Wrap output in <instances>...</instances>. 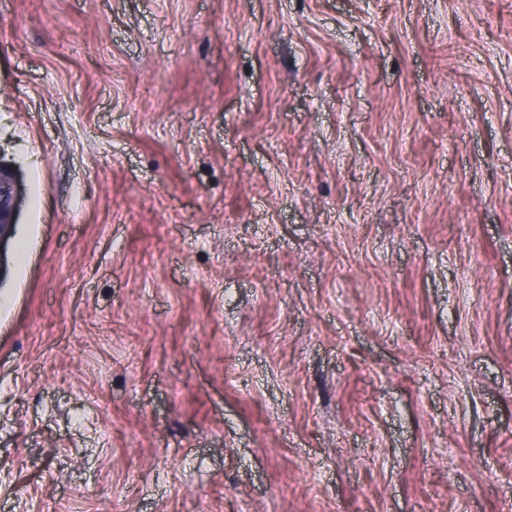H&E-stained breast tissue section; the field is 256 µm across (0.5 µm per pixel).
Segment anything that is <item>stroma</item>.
Wrapping results in <instances>:
<instances>
[{
  "label": "stroma",
  "instance_id": "obj_1",
  "mask_svg": "<svg viewBox=\"0 0 512 512\" xmlns=\"http://www.w3.org/2000/svg\"><path fill=\"white\" fill-rule=\"evenodd\" d=\"M0 163V512H512V0H0ZM16 208V190L10 172L0 164V249L1 243L8 240L13 232Z\"/></svg>",
  "mask_w": 512,
  "mask_h": 512
}]
</instances>
